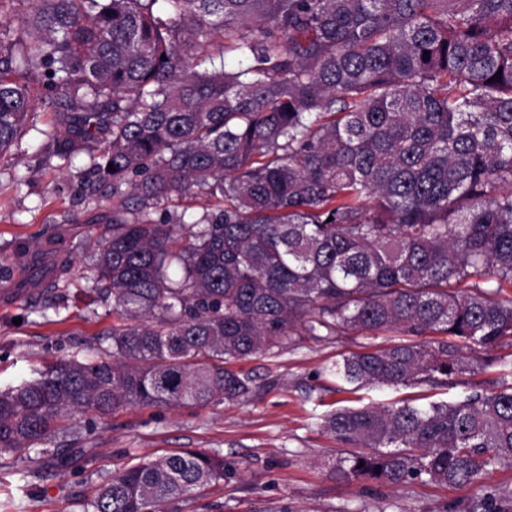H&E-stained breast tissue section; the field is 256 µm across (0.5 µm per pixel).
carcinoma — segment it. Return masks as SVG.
<instances>
[{
	"label": "carcinoma",
	"mask_w": 512,
	"mask_h": 512,
	"mask_svg": "<svg viewBox=\"0 0 512 512\" xmlns=\"http://www.w3.org/2000/svg\"><path fill=\"white\" fill-rule=\"evenodd\" d=\"M23 2L0 0V156L41 71L68 134L54 154L104 144L87 190L116 199L96 272L119 322L101 359L0 390V452L37 447L63 469L47 444L75 413L246 399L254 379L224 364L292 336L409 337L343 357L350 385L512 376L483 358L512 342V0H32L29 27L1 22ZM197 196L209 208L188 222ZM324 425L368 448L348 479L468 484L512 466L503 381ZM224 472L201 450L144 460L82 512H163Z\"/></svg>",
	"instance_id": "cac0c4a2"
}]
</instances>
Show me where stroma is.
<instances>
[{
    "instance_id": "35a3bbf8",
    "label": "stroma",
    "mask_w": 512,
    "mask_h": 512,
    "mask_svg": "<svg viewBox=\"0 0 512 512\" xmlns=\"http://www.w3.org/2000/svg\"><path fill=\"white\" fill-rule=\"evenodd\" d=\"M43 76L31 82L40 102L19 146L0 157V290L22 288L39 275L37 259H59V305L32 298L0 306V389L60 359L93 361L111 348L104 333L115 323L95 291L96 239L112 222V199L78 204L89 176L87 144L70 160L50 142L60 127L44 104ZM398 333L345 332L330 342L302 337L294 345L231 361L255 379L244 401L202 406L125 407L106 417L79 414L64 423L54 447L73 449L69 469L57 470L31 453L0 454V512H82V503L113 473L144 459L193 448L223 457V480L167 504V512H472L495 498L512 512V468L470 484L415 480L399 487L351 480L339 471L354 449L324 427L325 415L365 405L425 406L456 400L499 377L489 366L451 388H354L335 373L343 355L401 341Z\"/></svg>"
}]
</instances>
